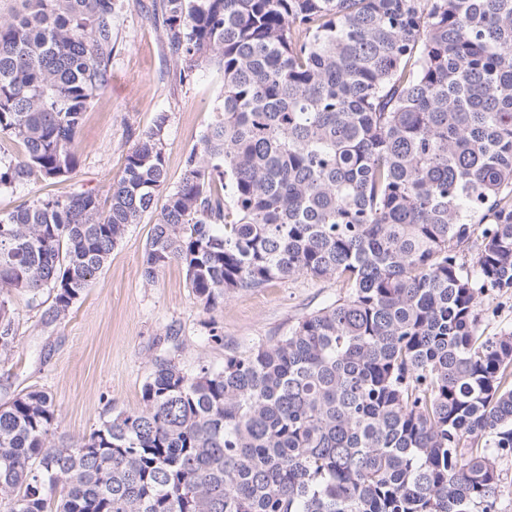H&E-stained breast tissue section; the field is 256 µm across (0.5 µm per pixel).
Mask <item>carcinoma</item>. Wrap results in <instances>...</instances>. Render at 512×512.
<instances>
[{"instance_id":"carcinoma-1","label":"carcinoma","mask_w":512,"mask_h":512,"mask_svg":"<svg viewBox=\"0 0 512 512\" xmlns=\"http://www.w3.org/2000/svg\"><path fill=\"white\" fill-rule=\"evenodd\" d=\"M122 0H22L0 20V191L75 171L112 76ZM187 74L223 73L167 189L161 115L109 206L82 191L0 212V359L14 292L53 322L167 192L142 276L209 310L275 280L343 296L220 368L157 356L141 408L76 442L33 389L0 404V512H498L512 454V0H161ZM480 234L481 247L467 257ZM479 314L482 329L493 335L504 327H512V290L489 291L481 297Z\"/></svg>"}]
</instances>
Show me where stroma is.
Returning a JSON list of instances; mask_svg holds the SVG:
<instances>
[{"label": "stroma", "instance_id": "1", "mask_svg": "<svg viewBox=\"0 0 512 512\" xmlns=\"http://www.w3.org/2000/svg\"><path fill=\"white\" fill-rule=\"evenodd\" d=\"M152 4L123 2L112 77L84 114L74 144V174L61 182L2 191L0 211L14 210L38 193L91 190L107 203L127 152L161 115L168 184L179 183L187 154L218 117L222 76L209 68L180 78ZM156 218L152 211L129 227L64 319L45 323L49 295L31 306L25 295L13 294L17 347L0 362V403L24 390L46 391L58 409L57 436L76 441L117 411L141 406L142 386L157 355H168L189 371L202 363L219 367L229 351L286 335L301 318L343 293L338 280L298 277L227 294L223 304L203 310L181 265H168L150 281L142 277V256ZM479 314L486 334L511 328L512 290L487 292ZM172 325L179 330L175 345L165 336ZM212 328L222 342L208 341Z\"/></svg>", "mask_w": 512, "mask_h": 512}]
</instances>
